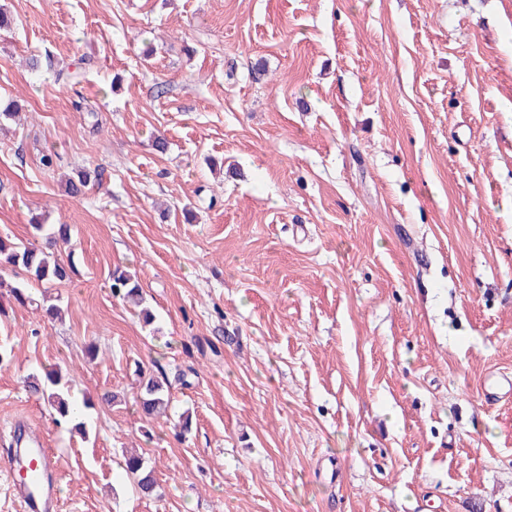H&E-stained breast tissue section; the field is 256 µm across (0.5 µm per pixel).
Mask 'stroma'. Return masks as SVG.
Segmentation results:
<instances>
[{
	"instance_id": "35a3bbf8",
	"label": "stroma",
	"mask_w": 512,
	"mask_h": 512,
	"mask_svg": "<svg viewBox=\"0 0 512 512\" xmlns=\"http://www.w3.org/2000/svg\"><path fill=\"white\" fill-rule=\"evenodd\" d=\"M0 5V236L70 225L76 264L26 286L56 320L0 274V443L46 441L60 512H512V0ZM55 365L120 397L88 440L24 386ZM112 294L123 299L138 296L142 300V289L130 276L116 272L112 275ZM139 404L141 410L147 414L165 413L171 403V394L167 378L150 376L141 377ZM124 470L133 479L135 487L144 497L158 496L157 483L153 470L146 465L143 456H130L125 459Z\"/></svg>"
}]
</instances>
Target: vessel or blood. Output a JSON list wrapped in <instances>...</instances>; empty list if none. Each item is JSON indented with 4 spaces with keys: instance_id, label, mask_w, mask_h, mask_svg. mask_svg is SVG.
I'll return each instance as SVG.
<instances>
[{
    "instance_id": "vessel-or-blood-1",
    "label": "vessel or blood",
    "mask_w": 512,
    "mask_h": 512,
    "mask_svg": "<svg viewBox=\"0 0 512 512\" xmlns=\"http://www.w3.org/2000/svg\"><path fill=\"white\" fill-rule=\"evenodd\" d=\"M13 438L16 445L4 467L14 476L10 490L20 512H59V476L50 449L23 421L17 423Z\"/></svg>"
}]
</instances>
